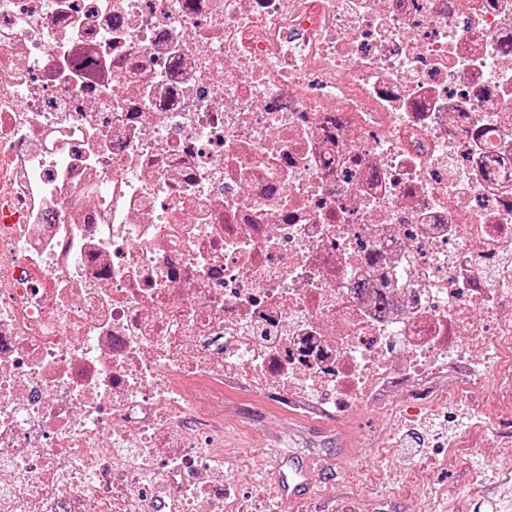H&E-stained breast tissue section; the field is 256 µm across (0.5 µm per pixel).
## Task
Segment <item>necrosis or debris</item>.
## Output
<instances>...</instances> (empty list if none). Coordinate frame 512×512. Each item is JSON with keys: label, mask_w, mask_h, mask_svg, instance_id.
<instances>
[{"label": "necrosis or debris", "mask_w": 512, "mask_h": 512, "mask_svg": "<svg viewBox=\"0 0 512 512\" xmlns=\"http://www.w3.org/2000/svg\"><path fill=\"white\" fill-rule=\"evenodd\" d=\"M507 252L512 0H0V512H215L228 385L481 390Z\"/></svg>", "instance_id": "obj_1"}]
</instances>
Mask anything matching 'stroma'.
I'll use <instances>...</instances> for the list:
<instances>
[{
    "label": "stroma",
    "mask_w": 512,
    "mask_h": 512,
    "mask_svg": "<svg viewBox=\"0 0 512 512\" xmlns=\"http://www.w3.org/2000/svg\"><path fill=\"white\" fill-rule=\"evenodd\" d=\"M459 368L402 397L397 422L359 408L350 414L294 415L273 401L224 408V477L237 493L225 512H268L283 499L262 463L280 457L283 472L302 470L312 495L301 512H512V387L489 367L484 389L429 405L453 387ZM437 419L441 439L423 430Z\"/></svg>",
    "instance_id": "obj_1"
}]
</instances>
